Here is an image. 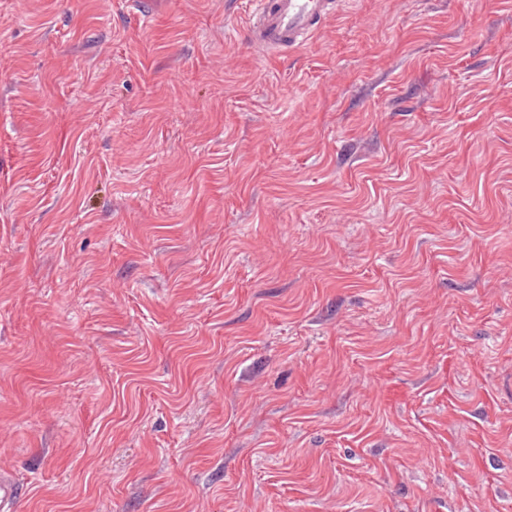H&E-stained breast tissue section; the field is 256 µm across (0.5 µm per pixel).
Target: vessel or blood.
<instances>
[{
    "mask_svg": "<svg viewBox=\"0 0 512 512\" xmlns=\"http://www.w3.org/2000/svg\"><path fill=\"white\" fill-rule=\"evenodd\" d=\"M246 35L253 47L278 52L299 46L335 14L336 0H252ZM23 490L6 470L0 471V512H15Z\"/></svg>",
    "mask_w": 512,
    "mask_h": 512,
    "instance_id": "1",
    "label": "vessel or blood"
}]
</instances>
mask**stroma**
Here are the masks:
<instances>
[{"label":"stroma","instance_id":"1","mask_svg":"<svg viewBox=\"0 0 512 512\" xmlns=\"http://www.w3.org/2000/svg\"><path fill=\"white\" fill-rule=\"evenodd\" d=\"M0 0L16 512H512V0ZM337 0H252L246 28L253 47L279 52L299 46L336 13Z\"/></svg>","mask_w":512,"mask_h":512}]
</instances>
